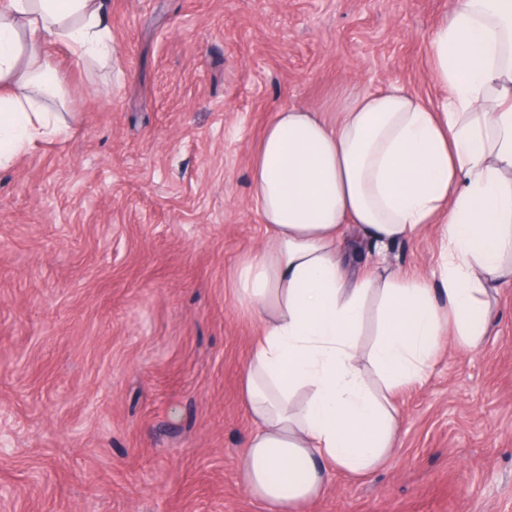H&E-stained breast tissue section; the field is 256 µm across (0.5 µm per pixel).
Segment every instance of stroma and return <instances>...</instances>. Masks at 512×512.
Segmentation results:
<instances>
[{
  "label": "stroma",
  "mask_w": 512,
  "mask_h": 512,
  "mask_svg": "<svg viewBox=\"0 0 512 512\" xmlns=\"http://www.w3.org/2000/svg\"><path fill=\"white\" fill-rule=\"evenodd\" d=\"M453 0H107L115 56L75 67L69 136L0 170V512H265L238 457L265 239L250 163L279 107L398 82L433 99ZM438 232L387 262L431 277ZM366 478L301 512H512V285L476 350L441 339Z\"/></svg>",
  "instance_id": "35a3bbf8"
}]
</instances>
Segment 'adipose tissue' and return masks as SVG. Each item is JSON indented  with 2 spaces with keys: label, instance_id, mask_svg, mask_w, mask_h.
<instances>
[{
  "label": "adipose tissue",
  "instance_id": "ef3b65f1",
  "mask_svg": "<svg viewBox=\"0 0 512 512\" xmlns=\"http://www.w3.org/2000/svg\"><path fill=\"white\" fill-rule=\"evenodd\" d=\"M107 60L102 0H0V168L71 125L48 50ZM441 96L367 91L335 116L276 110L250 166L265 243L235 270L260 331L242 379L256 424L238 461L271 512H297L331 471L366 476L398 434L394 396L439 339L479 347L490 291L512 282V0H457L431 40ZM439 235V286L348 250ZM375 339L362 347L365 328Z\"/></svg>",
  "mask_w": 512,
  "mask_h": 512
}]
</instances>
